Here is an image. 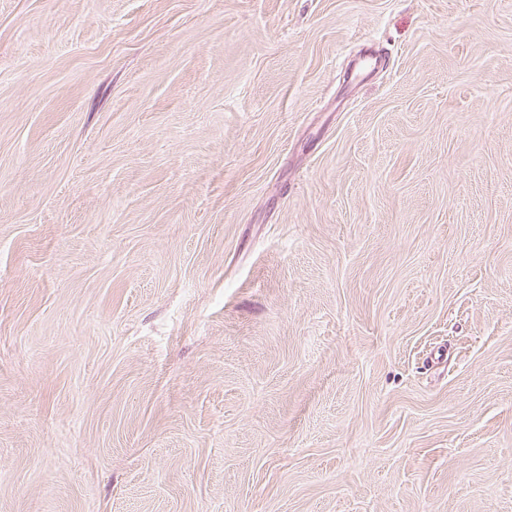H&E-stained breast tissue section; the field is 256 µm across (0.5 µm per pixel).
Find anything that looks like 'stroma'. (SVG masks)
Returning a JSON list of instances; mask_svg holds the SVG:
<instances>
[{"instance_id": "1", "label": "stroma", "mask_w": 512, "mask_h": 512, "mask_svg": "<svg viewBox=\"0 0 512 512\" xmlns=\"http://www.w3.org/2000/svg\"><path fill=\"white\" fill-rule=\"evenodd\" d=\"M0 512H512V0H0Z\"/></svg>"}]
</instances>
